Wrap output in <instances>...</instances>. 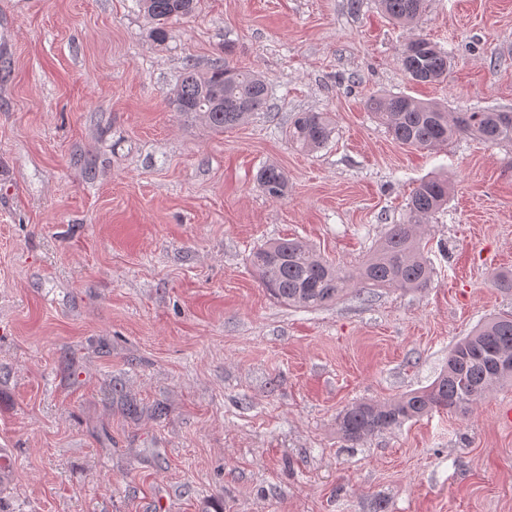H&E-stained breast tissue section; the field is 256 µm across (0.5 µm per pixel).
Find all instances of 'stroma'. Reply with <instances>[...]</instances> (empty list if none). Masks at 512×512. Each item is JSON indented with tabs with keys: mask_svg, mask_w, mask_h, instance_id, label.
Here are the masks:
<instances>
[{
	"mask_svg": "<svg viewBox=\"0 0 512 512\" xmlns=\"http://www.w3.org/2000/svg\"><path fill=\"white\" fill-rule=\"evenodd\" d=\"M135 0H0V512H512V385L344 441L336 417L429 386L512 291V143L400 145L365 102L512 111V0H200L153 41ZM413 38L451 56L418 84ZM232 53H225V44ZM263 75L269 107L213 132L169 104L186 62ZM328 113L308 153L288 124ZM288 195L266 197V165ZM448 203L421 290L297 309L249 263L296 238L357 272L413 188ZM426 0H378L381 10L399 24H412L424 10ZM256 181L262 193L271 199H283L288 194V179L276 165L270 164L261 168Z\"/></svg>",
	"mask_w": 512,
	"mask_h": 512,
	"instance_id": "35a3bbf8",
	"label": "stroma"
}]
</instances>
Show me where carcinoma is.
I'll return each instance as SVG.
<instances>
[{"mask_svg":"<svg viewBox=\"0 0 512 512\" xmlns=\"http://www.w3.org/2000/svg\"><path fill=\"white\" fill-rule=\"evenodd\" d=\"M151 18V36L167 39L173 18L191 15L197 0H138ZM426 0H378L391 20L409 25L424 10ZM404 72L416 83H435L448 76V53L437 44L416 38L400 53ZM269 88L257 74L228 64L201 73L186 67L171 104L180 115L205 119L222 132L243 122L267 103ZM368 108L398 143L434 150L459 134L491 143L512 142V111L450 112L433 102L405 94L372 97ZM332 126L324 112H301L288 130V138L305 151L322 147ZM256 181L271 199L288 194V179L276 165L261 168ZM450 187L441 177L426 178L408 202L406 220L392 224L371 257L352 276L326 260L306 243L278 240L254 249L249 262L263 288L277 301L296 308L317 309L341 299L353 281L375 288L418 290L430 285L433 267L420 246V231L428 218L448 203ZM512 384V315L488 318L448 353V367L429 386L384 403L359 402L338 417L337 430L347 442H358L375 432L394 429L405 422L439 410L468 411L487 393Z\"/></svg>","mask_w":512,"mask_h":512,"instance_id":"obj_1","label":"carcinoma"}]
</instances>
